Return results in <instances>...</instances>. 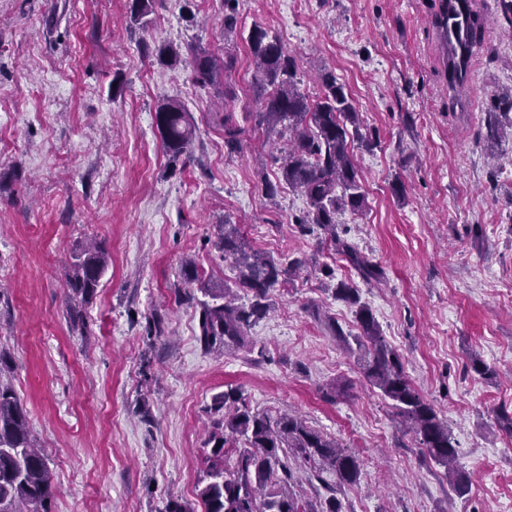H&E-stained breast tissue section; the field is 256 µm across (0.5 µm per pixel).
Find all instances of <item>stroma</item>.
Masks as SVG:
<instances>
[{"mask_svg": "<svg viewBox=\"0 0 512 512\" xmlns=\"http://www.w3.org/2000/svg\"><path fill=\"white\" fill-rule=\"evenodd\" d=\"M437 4L239 0L228 30L222 0L189 11L160 0L151 26L132 33L127 0H0V352L53 473L51 512H164L171 500L204 512L208 409L230 387L252 412H297L359 455L358 482L341 489L293 460L312 505L333 487L342 512H512V436L499 420L512 413V112L494 108L512 90V27L499 0H472L489 25L468 85L452 90ZM257 25L280 37L309 101L333 73L378 134L377 147L351 146L367 208L340 214L339 229L387 273L361 284V297L447 423L465 495L323 322L359 335L333 295L354 272L294 224L307 202L281 177L283 140L252 119L247 37ZM162 42L229 62L225 112L188 65L164 68L142 50ZM165 99L180 100L196 127L189 158L175 163L154 120ZM228 115L245 130L237 154L224 148ZM492 119L503 126L495 142L484 137ZM224 222L275 259L318 260L272 292L247 346L219 354L198 340V303L177 290L188 260L233 284L216 246ZM89 239L111 261L75 325L66 278ZM475 355L491 376L471 370ZM338 385L347 395L326 401Z\"/></svg>", "mask_w": 512, "mask_h": 512, "instance_id": "1", "label": "stroma"}]
</instances>
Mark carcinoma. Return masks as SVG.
Segmentation results:
<instances>
[{
  "instance_id": "cac0c4a2",
  "label": "carcinoma",
  "mask_w": 512,
  "mask_h": 512,
  "mask_svg": "<svg viewBox=\"0 0 512 512\" xmlns=\"http://www.w3.org/2000/svg\"><path fill=\"white\" fill-rule=\"evenodd\" d=\"M129 24L146 29L159 0H129ZM482 28L476 13H470L468 53L481 45ZM254 63L253 90L259 126H281L288 134L280 160L283 180L308 200V210L297 223L320 230V246L333 248L345 257L365 283H380L385 272L360 253L337 232L336 214H354L365 208L366 195L351 152V143L370 148L377 136L363 127L359 113L344 87L331 73L322 76L323 94L315 103L307 101L298 87L294 60L279 37L255 26L247 37ZM157 63L173 68L189 63L193 82L231 96L224 84L227 65L195 46L185 49L159 44L152 51ZM155 123L165 153L172 162L190 153L194 121L176 100L160 103ZM243 130L224 116V148L235 154L243 148ZM216 246L236 269V288H219L200 277L186 262L183 278L200 285L209 297L199 302V341L208 350H238L246 344L247 329L269 311L267 298L305 265L302 259L283 264L252 246L235 224L218 225ZM110 261L107 249L92 241L72 255L67 276L68 314L71 322L83 320L82 308L91 301ZM251 294L249 303L239 302L237 291ZM336 299L355 307L360 335L354 337L365 380L392 401L397 417L414 434L430 460L442 466L451 489L459 496L469 484L458 465V451L448 424L415 389L405 373L399 352L387 344L371 308L361 301L352 281L340 280ZM8 362L0 354V512H51L54 496L46 457L36 448L27 413L13 387L4 382ZM211 430L208 482L199 491L204 512H342L332 494L316 509L286 489L291 478L289 456L298 455L318 465L320 471L336 474L341 488L358 482L361 469L354 452L309 428L303 419L283 414L276 417L253 413L239 391L229 388L210 406ZM240 443L233 464L224 463L226 448Z\"/></svg>"
}]
</instances>
